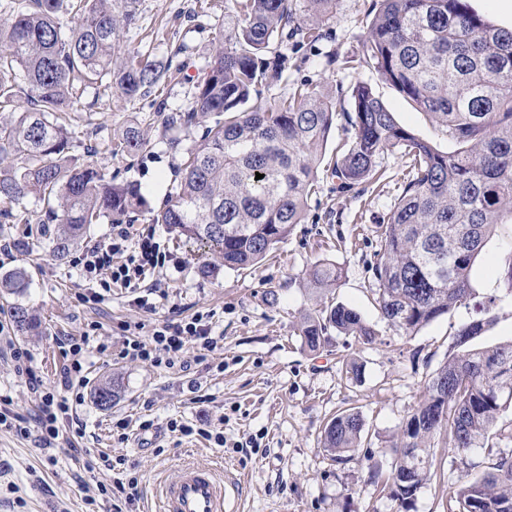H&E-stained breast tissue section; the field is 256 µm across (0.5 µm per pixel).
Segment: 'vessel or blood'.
I'll return each mask as SVG.
<instances>
[{
    "instance_id": "vessel-or-blood-1",
    "label": "vessel or blood",
    "mask_w": 512,
    "mask_h": 512,
    "mask_svg": "<svg viewBox=\"0 0 512 512\" xmlns=\"http://www.w3.org/2000/svg\"><path fill=\"white\" fill-rule=\"evenodd\" d=\"M235 478L218 479L213 469L187 464L165 481L161 512H236Z\"/></svg>"
}]
</instances>
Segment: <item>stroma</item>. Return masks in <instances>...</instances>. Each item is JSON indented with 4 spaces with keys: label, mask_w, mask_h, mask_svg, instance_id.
Instances as JSON below:
<instances>
[{
    "label": "stroma",
    "mask_w": 512,
    "mask_h": 512,
    "mask_svg": "<svg viewBox=\"0 0 512 512\" xmlns=\"http://www.w3.org/2000/svg\"><path fill=\"white\" fill-rule=\"evenodd\" d=\"M233 0H139L134 24L116 45L113 69L138 55L162 61L171 75L153 98L129 103L119 90L86 95L73 112L80 140L72 155L95 161L115 182L137 183L147 210L127 216L136 227L154 226L155 239L169 262L147 279L153 311L141 310L132 290L116 287L98 304L82 303L85 283L69 259L54 258L49 243L53 224H1L0 278L23 268V292L0 293V323L12 329L17 346L27 350L45 387L54 386L64 366L61 341L89 336L88 386L78 414L83 437L63 434L54 447L40 449L34 437L0 427V512H155L165 478L184 464L231 472L239 480L238 512H450L449 497L463 477L487 472L499 455L512 454V407L498 420L499 434L490 448L466 452L433 439V475L406 508H399L389 490L370 480L366 462L352 456L333 461L321 444L326 425L345 409L364 421L362 448L372 450L383 474H390L388 450L412 409L424 397L425 385L454 353L455 334L473 316L460 306L413 335L381 319L372 290L369 263L377 248V226L400 197L407 160L392 149L377 160L382 178L362 193L343 191L326 167L318 169L319 189L308 202L304 223L277 244L273 258L248 270L225 269L217 277L198 272L203 259L166 225H152L151 211L164 206L180 179L182 155L202 130H170L157 112L155 99L168 111L189 109L195 82L214 52ZM379 0H336L327 14L324 37L314 45L288 44V69L273 89L283 95L297 84H321L336 100L337 119L323 147L325 159L349 143L343 119L350 111V89L359 82L394 113L397 122L443 151L455 150L445 131L413 109L376 71L357 58ZM138 123L145 145L136 153L109 154L108 142L121 138L126 126ZM512 238L496 236L485 246L474 270L478 296H498L487 330L472 341L484 347L512 340V299L501 279L504 256ZM342 270L337 287L321 293L307 287L304 274L319 261ZM324 303H342L357 310L377 332L374 344L348 336L334 337L331 346L309 352L298 327L306 313ZM22 305L37 314L41 326L28 335L13 329L10 308ZM210 314L218 348L188 370L154 367L122 357L126 326L139 338L173 320ZM107 352H99L98 344ZM361 365L359 379L346 372ZM117 380L120 392L108 409L94 400L96 388ZM9 396L15 414L33 418L39 397L18 372L8 352L0 351V395ZM132 424L127 441L112 430L114 420ZM154 427L141 432L140 420ZM203 423L223 430V445L198 435L170 432L169 420ZM136 480L135 498L126 502L121 486ZM105 482L109 495L96 484Z\"/></svg>",
    "instance_id": "obj_1"
}]
</instances>
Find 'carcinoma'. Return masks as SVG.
Returning a JSON list of instances; mask_svg holds the SVG:
<instances>
[{"instance_id": "1", "label": "carcinoma", "mask_w": 512, "mask_h": 512, "mask_svg": "<svg viewBox=\"0 0 512 512\" xmlns=\"http://www.w3.org/2000/svg\"><path fill=\"white\" fill-rule=\"evenodd\" d=\"M224 15V38L197 80L191 108L166 116L172 128L205 124L187 149L180 183L153 224H164L205 257L200 272L247 269L304 223L316 193L321 151L335 121L336 102L317 83L288 95L264 90L283 78L288 56L276 45L323 37L322 18L333 0H307L311 23L296 0H235ZM136 0H4L0 10V222L17 218L29 197L43 202L36 224L59 225L52 252L62 258L90 224L145 207L138 184L112 175L69 150L78 137L67 121L91 86H117L126 100L150 96L169 66L133 57L112 72V49L136 15ZM70 16L69 22L61 15ZM362 55L417 111L458 144L438 149L402 127L372 87L351 89L352 139L331 175L354 189L378 175L380 154L399 148L410 159L405 188L387 223L371 270L381 317L411 335L475 295L471 271L486 242L512 216V29L476 12L470 0H380L362 43ZM21 70L25 84L9 79ZM144 145L130 126L115 152ZM263 178H256V174ZM18 269L0 288L24 286ZM341 278L332 263H317L307 285L331 288ZM25 333L36 318L12 308ZM492 319L476 317L456 333L462 349L428 381L397 439L393 497L406 505L431 480L429 440L440 436L459 451L485 447L500 413L512 406V341L482 348L469 343ZM364 345L376 331L354 309L336 304L308 313L298 332L318 352L331 331ZM364 423L342 412L324 430L322 447L336 460L360 447ZM459 512H512V455L492 471L461 482Z\"/></svg>"}]
</instances>
